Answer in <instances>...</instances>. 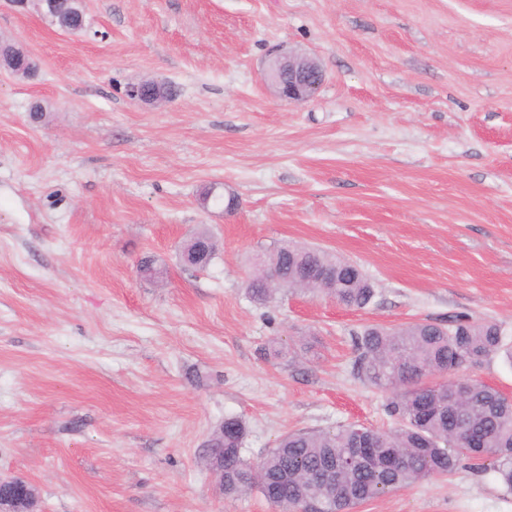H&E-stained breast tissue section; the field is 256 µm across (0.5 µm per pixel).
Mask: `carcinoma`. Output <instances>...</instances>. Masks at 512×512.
Segmentation results:
<instances>
[{
    "label": "carcinoma",
    "instance_id": "carcinoma-1",
    "mask_svg": "<svg viewBox=\"0 0 512 512\" xmlns=\"http://www.w3.org/2000/svg\"><path fill=\"white\" fill-rule=\"evenodd\" d=\"M191 259L207 267L217 245L205 229ZM287 280L290 292L323 294L350 309L367 307L373 283L354 264L325 250L276 245L261 256ZM260 272L248 281L259 304L274 299ZM354 374L391 393L385 405L395 426L377 430L359 424L329 430L293 431L255 461L243 457L246 427L236 417L209 440V466L224 468V496L256 489L278 512H350L358 504L449 474L464 458L487 460L512 492V397L476 379L465 397L459 371L503 351L512 363V345L501 328L459 315L446 328L416 322L402 328L367 326L355 338Z\"/></svg>",
    "mask_w": 512,
    "mask_h": 512
}]
</instances>
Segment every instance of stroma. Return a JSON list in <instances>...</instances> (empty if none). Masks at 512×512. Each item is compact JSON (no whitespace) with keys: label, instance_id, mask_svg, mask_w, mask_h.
<instances>
[{"label":"stroma","instance_id":"obj_1","mask_svg":"<svg viewBox=\"0 0 512 512\" xmlns=\"http://www.w3.org/2000/svg\"><path fill=\"white\" fill-rule=\"evenodd\" d=\"M84 27L0 0V476L41 512H276L222 495L225 418L252 459L294 430L385 429L354 336L468 314L512 341V0H83ZM326 78L302 103L272 50ZM171 92L153 106L129 84ZM231 206L201 205L205 188ZM208 229L207 269L180 248ZM283 242L357 264L361 310L246 291ZM153 258L161 280L139 266ZM280 357H273V349ZM352 512H512L492 470ZM264 80L280 99L301 103L315 96L325 81V73L306 54L278 50L266 65Z\"/></svg>","mask_w":512,"mask_h":512}]
</instances>
